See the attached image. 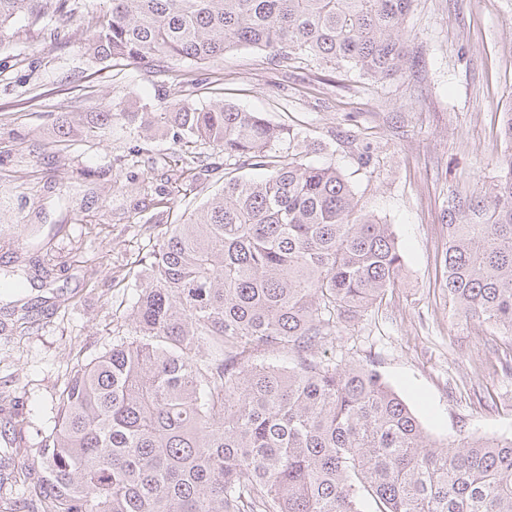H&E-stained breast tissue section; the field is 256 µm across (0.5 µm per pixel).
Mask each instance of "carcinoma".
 Returning a JSON list of instances; mask_svg holds the SVG:
<instances>
[{"instance_id": "1", "label": "carcinoma", "mask_w": 512, "mask_h": 512, "mask_svg": "<svg viewBox=\"0 0 512 512\" xmlns=\"http://www.w3.org/2000/svg\"><path fill=\"white\" fill-rule=\"evenodd\" d=\"M414 0H112L102 59L215 63L238 47L305 55L375 80L418 64ZM72 0H0L59 33ZM142 134L215 151L224 189L136 256L131 330L76 364L10 512H512V439L433 444L371 365L315 356L336 316L399 285L389 225L331 164L258 112L215 101L114 112ZM245 166L260 180L237 175ZM448 300L512 334V153L481 197L448 205ZM261 347L293 357L254 362Z\"/></svg>"}]
</instances>
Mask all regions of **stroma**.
I'll return each instance as SVG.
<instances>
[{
	"instance_id": "35a3bbf8",
	"label": "stroma",
	"mask_w": 512,
	"mask_h": 512,
	"mask_svg": "<svg viewBox=\"0 0 512 512\" xmlns=\"http://www.w3.org/2000/svg\"><path fill=\"white\" fill-rule=\"evenodd\" d=\"M111 7L76 0L58 38L16 23L0 42V268L27 272L22 292L0 293V406L18 422L13 440L0 438V473L36 467L37 434L53 425L73 365L127 335L133 261L164 225L137 213L141 197L172 224L224 187L220 170L168 180L173 159L198 169L212 146L145 140L118 124L86 134L98 113L160 112L182 99L221 100L300 133L309 161L334 164L390 224L400 286L337 321L318 357L373 363L436 442L512 438V335L454 311L444 262L449 199L486 190L507 153L499 126L512 108V0H415L404 27L419 63L383 82L250 47L215 65L103 62L86 22Z\"/></svg>"
}]
</instances>
